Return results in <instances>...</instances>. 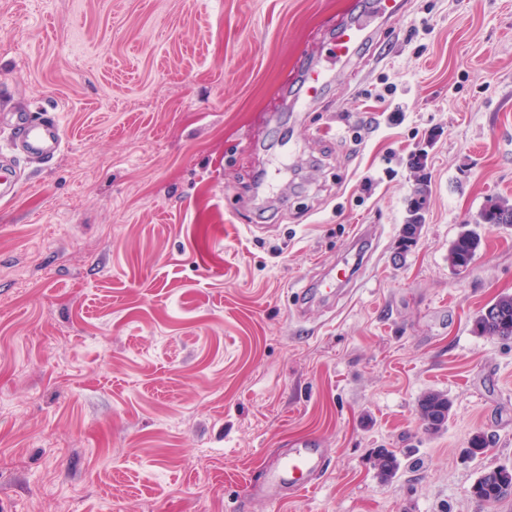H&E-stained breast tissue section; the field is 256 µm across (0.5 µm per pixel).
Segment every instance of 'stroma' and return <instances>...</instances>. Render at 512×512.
Returning <instances> with one entry per match:
<instances>
[{"mask_svg":"<svg viewBox=\"0 0 512 512\" xmlns=\"http://www.w3.org/2000/svg\"><path fill=\"white\" fill-rule=\"evenodd\" d=\"M370 7L0 0V142L16 112L66 138L0 199V512H512L469 494L512 466V341L472 332L512 293V227L448 264L486 198L512 199V0H407L336 62ZM315 61L329 85L289 111ZM417 154L425 223L399 259ZM355 261L295 321L298 286ZM430 390L452 403L436 434ZM478 432L496 443L472 459ZM309 435L318 487L252 498ZM403 9L402 0H374V7L369 14L336 31V62L349 63L357 58L362 46L372 40L381 27L401 14ZM481 247V237L474 230L461 231L448 251V262L456 271H465ZM418 407L424 430L435 433L448 422L452 405L445 394L428 392L419 399Z\"/></svg>","mask_w":512,"mask_h":512,"instance_id":"obj_1","label":"stroma"}]
</instances>
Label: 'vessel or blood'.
I'll return each mask as SVG.
<instances>
[{
    "label": "vessel or blood",
    "instance_id": "vessel-or-blood-1",
    "mask_svg": "<svg viewBox=\"0 0 512 512\" xmlns=\"http://www.w3.org/2000/svg\"><path fill=\"white\" fill-rule=\"evenodd\" d=\"M403 0H374L372 11L357 21L340 27L334 38L335 59L348 63L357 58L364 44L372 40L385 24L402 13ZM328 73L319 66L308 68L300 86L297 105L309 109L322 94ZM14 136L7 153H0V177L8 179L17 173L14 158L24 155L37 160L53 158L62 148L63 133L58 119L30 121L16 115ZM326 454L319 438L309 436L298 440L278 463L258 479L251 481L254 498L277 503L288 497L315 488L325 472Z\"/></svg>",
    "mask_w": 512,
    "mask_h": 512
}]
</instances>
